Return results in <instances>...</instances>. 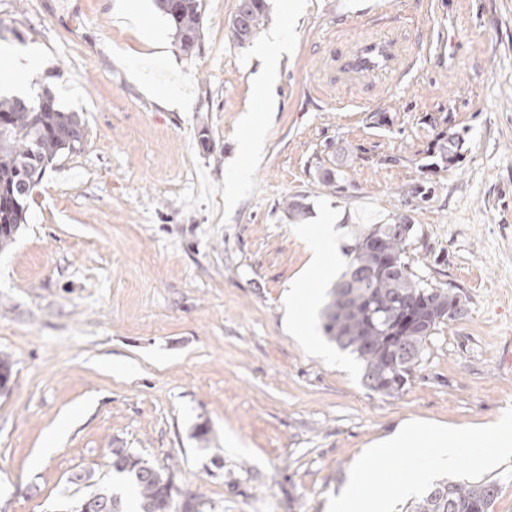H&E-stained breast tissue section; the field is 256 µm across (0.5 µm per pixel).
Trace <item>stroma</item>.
<instances>
[{
    "label": "stroma",
    "instance_id": "stroma-1",
    "mask_svg": "<svg viewBox=\"0 0 512 512\" xmlns=\"http://www.w3.org/2000/svg\"><path fill=\"white\" fill-rule=\"evenodd\" d=\"M0 0L7 52L41 58L23 84L85 121L46 169L0 252V512H58L74 475L110 480L111 451L170 467L204 512H327L367 444L404 419L477 425L512 406V0H301L262 156L234 203L254 110V42L237 0H202L184 55L154 0ZM372 35L396 70L343 66ZM182 81L169 109L156 87ZM460 157L442 163L440 133ZM340 174L324 186L320 169ZM305 198L291 218L285 202ZM335 216L337 270L356 231L403 216L412 270L458 288L408 389L291 335L283 295L305 231ZM208 429L199 440V429Z\"/></svg>",
    "mask_w": 512,
    "mask_h": 512
}]
</instances>
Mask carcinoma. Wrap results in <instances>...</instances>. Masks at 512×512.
<instances>
[{
	"label": "carcinoma",
	"mask_w": 512,
	"mask_h": 512,
	"mask_svg": "<svg viewBox=\"0 0 512 512\" xmlns=\"http://www.w3.org/2000/svg\"><path fill=\"white\" fill-rule=\"evenodd\" d=\"M159 11L175 30L178 43L198 41L202 28L201 0H156ZM246 4L243 29L232 27L238 44L251 40L267 18L266 0H239ZM85 125L76 112H64L49 89L31 97L0 98V249L9 246L24 223L27 202L39 185L47 166L60 154L79 150ZM441 160L457 155V141L441 133ZM414 225L406 218L391 224H367L344 249L345 269L329 293L323 311L326 336L339 348L356 355L362 365L364 385L378 392L374 382L386 379V396L405 390L420 365L434 332L453 317L441 313L461 303L451 289L437 288L411 271L405 261L407 241ZM372 271L367 281L359 272ZM400 337L399 351L390 350L391 337ZM112 472L133 488L137 512H174L173 477L126 448L112 449ZM93 475H78L72 483L84 482L99 509L96 512H128L113 484L92 486ZM498 494L493 481H443L433 486L411 512H471L477 503L492 509Z\"/></svg>",
	"instance_id": "carcinoma-1"
}]
</instances>
